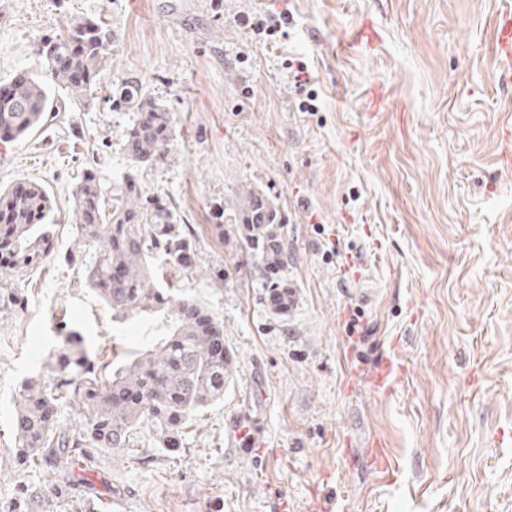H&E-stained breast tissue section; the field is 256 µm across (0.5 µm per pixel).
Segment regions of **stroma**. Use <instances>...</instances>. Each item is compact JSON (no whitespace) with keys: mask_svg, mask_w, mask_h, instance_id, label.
Returning <instances> with one entry per match:
<instances>
[{"mask_svg":"<svg viewBox=\"0 0 512 512\" xmlns=\"http://www.w3.org/2000/svg\"><path fill=\"white\" fill-rule=\"evenodd\" d=\"M264 2L294 16L273 48L237 21L252 0H0V84L38 69L71 17L112 36L95 102L5 140L0 158V187L47 185L56 241L37 269L0 273L24 299L0 313V501L44 482L14 473L13 396L67 332L104 364L164 334L161 318H113L84 281L93 251L68 260L84 170L108 186L127 169L134 114L107 98L134 74L178 126L175 160L141 183L197 232L202 270L179 285L222 321L237 372L181 451L141 427L134 450L75 462L74 487L99 512H512V71L492 51L512 0ZM364 25L378 41L348 47ZM289 59L307 64L315 111L299 110ZM243 183L285 220L284 316L250 266L216 277L232 251L210 226ZM385 355L407 370L377 396ZM244 419L261 423V447L229 442ZM374 439L390 473L371 462Z\"/></svg>","mask_w":512,"mask_h":512,"instance_id":"obj_1","label":"stroma"}]
</instances>
